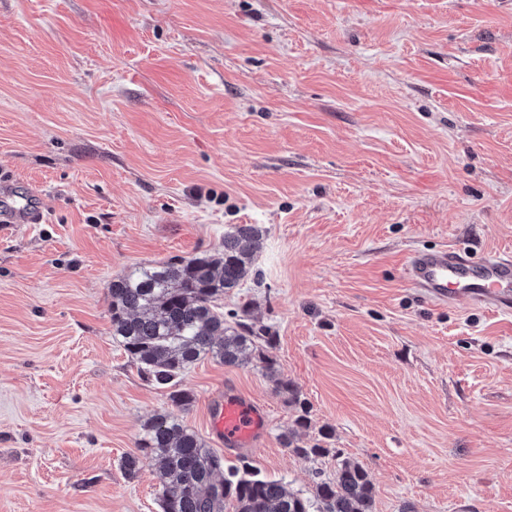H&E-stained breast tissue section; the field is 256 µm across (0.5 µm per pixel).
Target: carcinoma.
Wrapping results in <instances>:
<instances>
[{
    "label": "carcinoma",
    "mask_w": 512,
    "mask_h": 512,
    "mask_svg": "<svg viewBox=\"0 0 512 512\" xmlns=\"http://www.w3.org/2000/svg\"><path fill=\"white\" fill-rule=\"evenodd\" d=\"M262 237L257 224H233L224 232L222 251L144 264L112 280V339L145 381L170 390L178 408L158 411L143 423L136 451L122 458L121 467L132 477L145 460L158 466L162 512H224L228 501L235 503L234 512H373L374 485L356 462L341 461L335 477L318 479L305 495L260 476L243 458L241 466L224 468L223 459L182 422L180 412L188 410L193 396L179 385L192 365L206 358L234 367L258 360L275 392L298 409L294 428L281 436L283 444L310 459L330 453L319 442L300 445L298 432L309 427V411L263 352L273 333L249 323L245 308L229 323L218 304L253 266Z\"/></svg>",
    "instance_id": "carcinoma-1"
}]
</instances>
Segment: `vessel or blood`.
<instances>
[{"instance_id":"obj_1","label":"vessel or blood","mask_w":512,"mask_h":512,"mask_svg":"<svg viewBox=\"0 0 512 512\" xmlns=\"http://www.w3.org/2000/svg\"><path fill=\"white\" fill-rule=\"evenodd\" d=\"M409 285L437 305L467 299L474 307L512 312V255L473 259L466 248L448 246L411 252L405 260ZM267 421L265 408L240 394L215 395L210 431L226 449L257 445Z\"/></svg>"}]
</instances>
